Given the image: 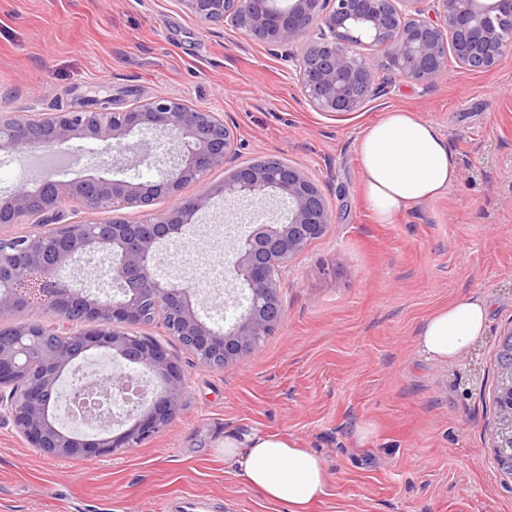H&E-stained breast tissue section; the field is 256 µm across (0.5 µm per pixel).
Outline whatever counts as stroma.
<instances>
[{
    "label": "stroma",
    "mask_w": 512,
    "mask_h": 512,
    "mask_svg": "<svg viewBox=\"0 0 512 512\" xmlns=\"http://www.w3.org/2000/svg\"><path fill=\"white\" fill-rule=\"evenodd\" d=\"M377 84L359 112H315L287 49L228 25L201 30L178 0H0V112L175 94L223 116L237 138L208 184L275 157L306 172L331 219L282 268L287 318L254 354L213 369L161 322L142 327L178 357L187 394L180 416L141 446L50 459L0 416V512H161L189 493L215 512H288L224 465L225 435L252 429L294 437L322 459L326 492L309 512H512V480L488 440L499 333L512 322V55L486 72L449 62L427 88L385 69ZM391 111L435 124L459 180L379 224L356 141ZM43 175L30 156L0 153V198ZM253 224L214 197L160 244L157 279L194 274L202 320L232 324L248 291L224 252ZM471 294L491 305L484 336L451 363L420 354L424 319Z\"/></svg>",
    "instance_id": "35a3bbf8"
}]
</instances>
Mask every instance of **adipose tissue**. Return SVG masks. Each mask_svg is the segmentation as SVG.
<instances>
[{
  "instance_id": "obj_1",
  "label": "adipose tissue",
  "mask_w": 512,
  "mask_h": 512,
  "mask_svg": "<svg viewBox=\"0 0 512 512\" xmlns=\"http://www.w3.org/2000/svg\"><path fill=\"white\" fill-rule=\"evenodd\" d=\"M356 148L364 198L381 224L448 192L459 177L446 138L409 112L386 113L362 133ZM487 321L481 297L459 298L424 320L417 349L438 362L457 360L483 336ZM224 459L241 462L248 484L268 501L287 504L289 512H307L326 489L319 456L285 435L253 430L225 436Z\"/></svg>"
}]
</instances>
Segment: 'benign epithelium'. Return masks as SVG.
I'll return each instance as SVG.
<instances>
[{"instance_id":"1","label":"benign epithelium","mask_w":512,"mask_h":512,"mask_svg":"<svg viewBox=\"0 0 512 512\" xmlns=\"http://www.w3.org/2000/svg\"><path fill=\"white\" fill-rule=\"evenodd\" d=\"M203 26L228 22L242 35L268 45L292 47L298 81L316 112L359 111L376 90L377 67L428 87L448 73V55L459 67L493 69L512 53V0H178ZM174 143L175 156L157 181L88 177L67 182L42 178L32 189L0 200V226L32 222L55 228L0 236V319L23 310L51 318L19 321L0 333V414L41 454L56 459L107 457L162 432L183 407L186 375L164 345L132 329L162 316L196 360L223 369L254 353L285 320L279 295L281 267L323 235L330 216L316 184L301 169L276 159L240 165L224 183L205 184L237 143L224 118L187 101L159 95L123 109L104 98L81 109L0 113V151L25 154L94 140L115 164L137 166L153 156V138ZM190 184L202 190L176 208L157 212L154 201L178 197ZM239 204L267 199L287 207L285 218L259 224L227 252L249 304L227 328L214 329L197 313L195 287L163 285L154 276L160 243L194 222L215 196ZM86 213L137 208L146 219L130 223L63 222L62 205ZM109 263L113 294L92 296L62 274L95 257ZM104 354L149 374L153 389L123 430L98 427L77 433L60 425L55 405L59 385L73 366ZM498 413L492 447L512 448V365H506L493 395Z\"/></svg>"}]
</instances>
